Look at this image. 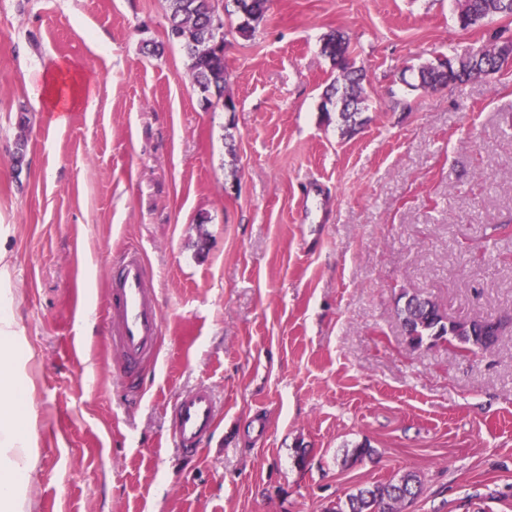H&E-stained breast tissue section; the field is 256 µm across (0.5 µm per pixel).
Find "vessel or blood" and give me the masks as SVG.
Returning <instances> with one entry per match:
<instances>
[{"label": "vessel or blood", "instance_id": "vessel-or-blood-1", "mask_svg": "<svg viewBox=\"0 0 512 512\" xmlns=\"http://www.w3.org/2000/svg\"><path fill=\"white\" fill-rule=\"evenodd\" d=\"M147 268L141 252L126 250L108 278L112 343L118 363L114 369L120 385L141 392L145 363L156 362L162 332V315L154 291L148 288ZM220 400L207 387L181 394L172 408L171 435L177 450L196 454L214 431Z\"/></svg>", "mask_w": 512, "mask_h": 512}]
</instances>
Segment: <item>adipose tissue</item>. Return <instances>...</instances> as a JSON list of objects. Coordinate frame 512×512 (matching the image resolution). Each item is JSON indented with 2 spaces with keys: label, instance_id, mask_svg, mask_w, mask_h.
<instances>
[{
  "label": "adipose tissue",
  "instance_id": "ef3b65f1",
  "mask_svg": "<svg viewBox=\"0 0 512 512\" xmlns=\"http://www.w3.org/2000/svg\"><path fill=\"white\" fill-rule=\"evenodd\" d=\"M13 297L0 289V512H32L26 494L37 464L30 437L32 416L27 406L26 367L33 357L23 351L14 330Z\"/></svg>",
  "mask_w": 512,
  "mask_h": 512
}]
</instances>
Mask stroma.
<instances>
[{
	"mask_svg": "<svg viewBox=\"0 0 512 512\" xmlns=\"http://www.w3.org/2000/svg\"><path fill=\"white\" fill-rule=\"evenodd\" d=\"M459 5L270 0L249 38L225 17L228 112L191 85L164 0H0V249L34 353L35 512H328L409 470L405 512H512V62L406 83L512 40V18L460 29ZM334 33L366 76L352 134L321 111ZM59 62L78 104L55 125L34 89ZM129 247L163 313L139 395L107 341ZM406 292L507 323L474 357L415 347ZM202 385L224 410L188 458L169 407ZM512 60V44L495 45L478 55L469 57L438 58L436 64L419 67L416 83H408L412 88L437 89L449 83H463L480 77L487 69L499 71L508 60Z\"/></svg>",
	"mask_w": 512,
	"mask_h": 512,
	"instance_id": "1",
	"label": "stroma"
}]
</instances>
